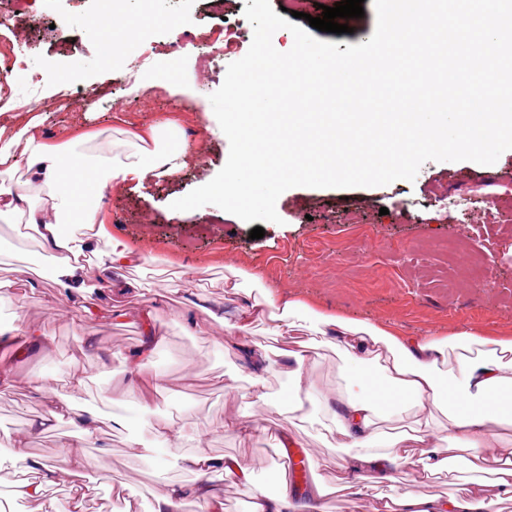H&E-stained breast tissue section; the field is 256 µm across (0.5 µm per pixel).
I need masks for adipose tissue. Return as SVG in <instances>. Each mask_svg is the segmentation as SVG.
<instances>
[{
    "instance_id": "obj_1",
    "label": "adipose tissue",
    "mask_w": 512,
    "mask_h": 512,
    "mask_svg": "<svg viewBox=\"0 0 512 512\" xmlns=\"http://www.w3.org/2000/svg\"><path fill=\"white\" fill-rule=\"evenodd\" d=\"M186 156L182 143L153 150L139 145L127 154L106 156L86 148L46 145L26 126L13 132L0 126V177L25 170L43 194L37 203L24 192L0 191V218L21 215L35 226L52 260L54 283L72 291L87 257L85 243L101 234L99 188L176 173ZM255 320L271 321L273 335L299 345L288 354L291 388L283 403L289 413L303 411L312 390V353L325 341H334L348 360L360 365L361 377L337 394L333 419L337 434L356 450L352 462L341 466L347 488L356 495H364L365 482L390 480L393 469L447 472L450 452L466 454L472 477L463 495L430 497L411 487L369 501L367 512H485L489 504L512 501V440L501 433L512 417L504 411L512 403V338L466 329L447 337L410 336L394 324L322 313L304 301L278 300L267 292L235 318L222 320L225 342L236 344L249 371L251 395L263 403L270 400L267 375L274 365L261 344L240 340ZM29 385L46 411L12 440L11 461L24 463L30 474L17 482L14 494L39 501L40 512H58L45 490L61 476L86 469L85 448L95 443L101 418L93 414L78 419L76 431L60 438L63 460L35 457L28 448L30 435L54 432L58 422L76 419L71 394L85 388L86 378L73 372L64 392L49 372ZM404 407L414 414L411 431L384 435L380 420ZM180 461L193 481L164 485L155 495L153 512H177L186 500L196 501L201 512H224V493L214 485L213 473L224 471L244 484L252 479L251 469L236 458H218L204 448L182 452Z\"/></svg>"
}]
</instances>
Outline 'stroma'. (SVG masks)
<instances>
[{"instance_id": "35a3bbf8", "label": "stroma", "mask_w": 512, "mask_h": 512, "mask_svg": "<svg viewBox=\"0 0 512 512\" xmlns=\"http://www.w3.org/2000/svg\"><path fill=\"white\" fill-rule=\"evenodd\" d=\"M101 7V0H26L21 7L0 0V52L20 51L27 72L21 79L0 63V85L11 90L0 97L6 110L0 123L13 129L34 123L41 140L57 146L88 135L108 153L114 131L142 136L172 121L186 144L187 164L167 178L103 189L106 234L97 248L113 238L145 263L137 271L87 266L78 292L56 288L44 275L50 259L33 227L18 217L0 220V280L12 281L15 291L13 301L0 305V324L20 317L52 341L46 352L19 335L11 347H0V365L16 379L0 396V458L9 453L11 435L44 411L29 380L50 371L64 381L79 364L87 380L73 395L79 411L98 409L121 420L87 449L90 493L83 512H151L163 485L192 481L174 455L155 447L152 428L163 420L181 427L185 451L205 448L252 469L249 485L214 473L224 489V512H248L255 489L284 481L278 442L284 434L319 449L324 463L314 475L332 488L324 512H350L351 494L336 488V463L353 451L342 447L339 435L325 433L331 415L323 397L344 390L356 366L336 348H319L307 415L288 418L254 403L237 350L224 349V327L207 312L233 316L241 309L242 297L224 288L234 268L326 312L391 322L409 335H450L467 326L512 336V150L489 166L429 161L411 182L290 188L276 202L281 225H266L263 238L250 239L251 224L217 206L170 208L212 180L228 159L229 141L213 131L209 97L221 87L229 61L211 58L204 34L229 20L244 36L240 53H247L253 28L243 14L245 0H224L220 13L209 0H116L117 17L141 23L140 36L118 58L108 51L112 28L86 32ZM160 70L166 76L157 87L138 89L140 75ZM47 72L60 77L59 90L32 82V74ZM184 266L195 270L191 282L175 278ZM125 277L138 280L139 288L114 290L113 281ZM186 289L205 298L206 310L184 305ZM147 308L162 340L145 371L161 379L163 390L151 393L144 408L123 392ZM91 340L111 349L108 366L93 356L79 358L80 344ZM242 412L258 417L246 439L222 429L226 417ZM133 439L136 458L129 455Z\"/></svg>"}]
</instances>
